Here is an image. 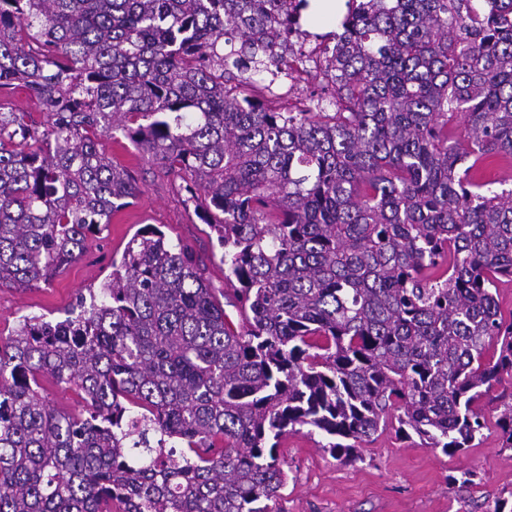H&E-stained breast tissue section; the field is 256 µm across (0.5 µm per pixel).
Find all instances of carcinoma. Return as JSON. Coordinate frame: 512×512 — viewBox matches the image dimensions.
Instances as JSON below:
<instances>
[{
	"label": "carcinoma",
	"instance_id": "1",
	"mask_svg": "<svg viewBox=\"0 0 512 512\" xmlns=\"http://www.w3.org/2000/svg\"><path fill=\"white\" fill-rule=\"evenodd\" d=\"M307 6L0 0V90L35 103L0 102V286L49 282L133 204L118 132L224 249L218 292L147 224L65 319L0 338V512H267L299 427L344 461L394 422L475 447L512 379V181L488 175L512 158V0H346L332 100L273 110L254 83L292 77ZM43 395L55 406L69 413H76L81 408L82 401L74 388L65 389L59 386L51 377H43L40 381Z\"/></svg>",
	"mask_w": 512,
	"mask_h": 512
}]
</instances>
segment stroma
<instances>
[{
  "label": "stroma",
  "instance_id": "obj_1",
  "mask_svg": "<svg viewBox=\"0 0 512 512\" xmlns=\"http://www.w3.org/2000/svg\"><path fill=\"white\" fill-rule=\"evenodd\" d=\"M104 147L137 177L140 192L134 204L115 213L101 238L88 240L82 257L50 283L0 288V337L13 335L25 316L64 319L80 292L100 287L113 258L147 224L159 226L172 242L190 243L205 260L213 286L223 288L216 238L176 181L124 138L105 140ZM498 405V400H483L488 426L475 448L455 457L389 428L364 445L359 460L344 462L320 448V435L290 433L277 450L287 483L267 506L270 512H492L496 501L512 504V450L502 448L494 425ZM466 468L476 473L473 484L449 485V476Z\"/></svg>",
  "mask_w": 512,
  "mask_h": 512
}]
</instances>
